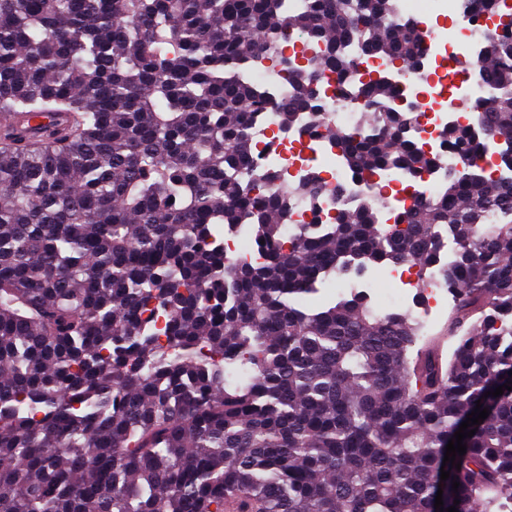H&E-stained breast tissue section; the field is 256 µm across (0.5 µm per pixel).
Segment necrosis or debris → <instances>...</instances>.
Masks as SVG:
<instances>
[{
	"instance_id": "4bbe7bcc",
	"label": "necrosis or debris",
	"mask_w": 512,
	"mask_h": 512,
	"mask_svg": "<svg viewBox=\"0 0 512 512\" xmlns=\"http://www.w3.org/2000/svg\"><path fill=\"white\" fill-rule=\"evenodd\" d=\"M426 9L454 15L458 24L451 29L433 30L427 36L421 73L398 66L385 67L380 61L369 59L360 63L356 78L365 81L376 73L386 75L397 90L392 107L402 110L417 106L412 135L424 151L442 153L445 166L454 163L455 158L445 155L438 139L440 128L461 121L460 103L494 93L482 76L480 60L483 32L497 25L498 20L483 12L478 0H427ZM245 74L258 82L273 102L253 125L257 171L276 172L280 180L291 183L316 175L324 186L316 200L295 202L288 217L286 239H293L305 225L329 223L339 204L353 206L366 195L384 199L397 212L414 201L437 197L446 189L444 167L417 177L392 171L371 184L360 180L337 159L335 149L321 137L310 113H299L298 129H281L277 105L288 93V79L270 60H250ZM317 85L331 125L346 130L359 126L362 112L369 109L367 101L353 98L350 88L338 84L335 74L327 70L320 74ZM380 277L391 285L385 311L414 309L416 320L424 328L434 322L453 295L439 273H431L424 280L417 268L409 264L385 269ZM420 286L425 289V300L417 306L412 291Z\"/></svg>"
}]
</instances>
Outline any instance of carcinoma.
<instances>
[{"label": "carcinoma", "mask_w": 512, "mask_h": 512, "mask_svg": "<svg viewBox=\"0 0 512 512\" xmlns=\"http://www.w3.org/2000/svg\"><path fill=\"white\" fill-rule=\"evenodd\" d=\"M484 36L496 95L443 128L459 159L442 198L384 219L377 197L340 208L286 246L312 176L259 193L246 179L254 114L242 75L265 51L292 78L291 32L324 46L311 68L350 81L362 56L415 69L420 22L397 0H0V512H512V180L475 160L477 125L512 170V13ZM385 105V77L359 87ZM324 111L290 81L279 122ZM35 116L55 120L41 138ZM409 112L322 124L357 176L441 165ZM249 224L269 259L229 263L221 225ZM458 243L452 353L364 295L301 309L332 272L439 262L435 225ZM164 320L156 330L158 319ZM461 469L443 463L476 401ZM460 482L458 490L452 481ZM459 504H454V501Z\"/></svg>", "instance_id": "1"}]
</instances>
